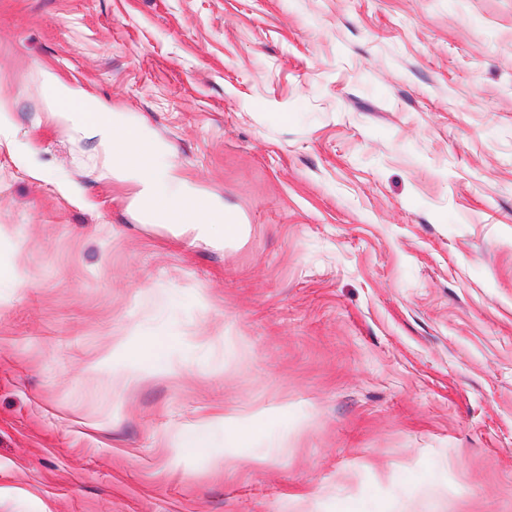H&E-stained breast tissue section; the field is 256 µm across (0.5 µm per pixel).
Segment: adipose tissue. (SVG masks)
<instances>
[{
    "instance_id": "1",
    "label": "adipose tissue",
    "mask_w": 512,
    "mask_h": 512,
    "mask_svg": "<svg viewBox=\"0 0 512 512\" xmlns=\"http://www.w3.org/2000/svg\"><path fill=\"white\" fill-rule=\"evenodd\" d=\"M43 78L49 89V110L62 124L99 138L111 175L138 185L136 204L154 223L181 233L194 232L201 240L217 235L229 241L240 236L242 226L236 218L214 210L188 183L169 182L159 164L163 149L144 129L127 125L118 113L55 74L47 72Z\"/></svg>"
}]
</instances>
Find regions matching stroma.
<instances>
[{
  "label": "stroma",
  "instance_id": "obj_1",
  "mask_svg": "<svg viewBox=\"0 0 512 512\" xmlns=\"http://www.w3.org/2000/svg\"><path fill=\"white\" fill-rule=\"evenodd\" d=\"M0 105V512H512V0H0ZM43 78L50 92L49 110L62 124L99 138L111 175L140 187L136 204L154 224H165L180 233L192 231L201 240L219 235L229 241L240 236L243 225L236 218L214 210L187 182L173 185L168 181L166 170L159 164L162 146L144 129L128 126L118 113H112L95 97L73 88L55 74L44 72Z\"/></svg>",
  "mask_w": 512,
  "mask_h": 512
}]
</instances>
